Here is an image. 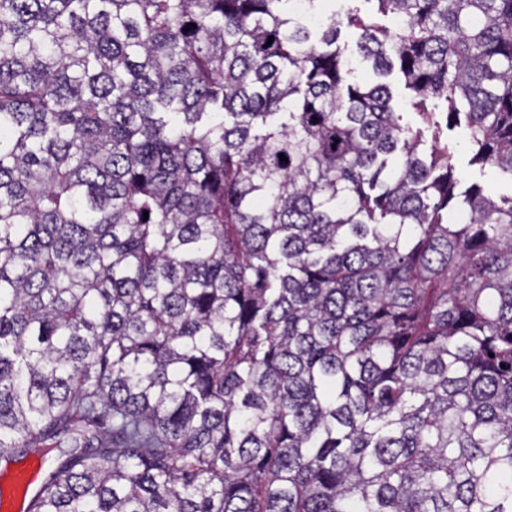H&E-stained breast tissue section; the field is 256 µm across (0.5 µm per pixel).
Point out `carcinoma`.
<instances>
[{"label": "carcinoma", "mask_w": 512, "mask_h": 512, "mask_svg": "<svg viewBox=\"0 0 512 512\" xmlns=\"http://www.w3.org/2000/svg\"><path fill=\"white\" fill-rule=\"evenodd\" d=\"M321 2L0 0L25 512H512V0ZM331 7L336 10L339 17L345 19V15L350 13L362 19L373 22L378 26L395 28L396 20L390 16H381L376 13L373 3H366L364 0H334L331 1ZM357 39V32L354 28H349L346 25L342 27L339 45L345 47V54L352 56L357 61V70L355 76L360 79H371L373 74L370 66L367 63L360 62L357 53L355 42ZM392 88L393 96H394V104L398 112H404V122H408L415 129L418 124L417 117L407 108L406 101L408 96L410 95L409 90L405 89V84L401 75L394 71L389 77L385 79ZM442 127L444 132L442 139L448 138L450 146H454L452 161L454 174L462 184L477 183L487 194L496 198L512 194V182L509 176L501 173L497 168L471 164L470 155L465 148L464 127H455L452 130H446L445 125Z\"/></svg>", "instance_id": "obj_1"}]
</instances>
